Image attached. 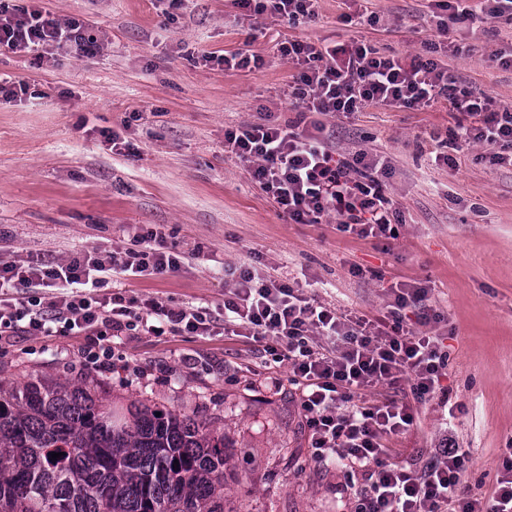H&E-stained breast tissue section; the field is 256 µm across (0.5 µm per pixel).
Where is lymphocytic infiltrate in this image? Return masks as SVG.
Instances as JSON below:
<instances>
[{
  "label": "lymphocytic infiltrate",
  "instance_id": "1",
  "mask_svg": "<svg viewBox=\"0 0 512 512\" xmlns=\"http://www.w3.org/2000/svg\"><path fill=\"white\" fill-rule=\"evenodd\" d=\"M247 19L269 14L295 21L315 17V0H235ZM0 49L14 53L73 49L97 54L95 35L76 20H62L36 5H0ZM282 58L297 70L291 97L294 119L269 118L224 131V150L292 224H321L361 239H393L403 221L388 192L389 165L365 150L341 152L330 145L326 120L368 105L428 107L444 101L455 122L454 141L485 150L490 164L512 166V108L487 94L457 88L441 60L418 54H383L362 41L281 43ZM184 256L161 240L137 247L92 250L57 262L0 260V340L31 336H90L85 358L107 368L114 338L190 333L249 336L289 370L312 456L342 473L340 495L351 512H512V448L490 494L467 482L471 458L444 428L422 463H388V441L415 420L414 403L433 402L455 414L460 405L443 385L449 354L439 334L423 332L440 322L427 307V287L392 283L384 311L345 313L306 289L242 265L228 269L224 317L207 309L136 300L122 289L98 295L108 278L176 272ZM55 289L52 299L41 291ZM392 399L366 401L377 387Z\"/></svg>",
  "mask_w": 512,
  "mask_h": 512
}]
</instances>
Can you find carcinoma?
Instances as JSON below:
<instances>
[{
    "label": "carcinoma",
    "mask_w": 512,
    "mask_h": 512,
    "mask_svg": "<svg viewBox=\"0 0 512 512\" xmlns=\"http://www.w3.org/2000/svg\"><path fill=\"white\" fill-rule=\"evenodd\" d=\"M224 464L202 416L68 379L0 384V512H224Z\"/></svg>",
    "instance_id": "cac0c4a2"
}]
</instances>
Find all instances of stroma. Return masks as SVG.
Returning a JSON list of instances; mask_svg holds the SVG:
<instances>
[{
  "label": "stroma",
  "mask_w": 512,
  "mask_h": 512,
  "mask_svg": "<svg viewBox=\"0 0 512 512\" xmlns=\"http://www.w3.org/2000/svg\"><path fill=\"white\" fill-rule=\"evenodd\" d=\"M73 18L103 47L81 57L0 53V79L27 93L0 99V257L66 260L92 249L133 246L149 232L187 254L179 272L116 277L128 295L224 315V267L248 264L298 282L318 300L357 313L384 310L392 282L430 288L448 337V383L466 407L454 419L472 463L474 492L490 493L512 443V167L481 161L462 146L456 167L437 162L454 122L440 103L371 105L328 119L340 150L380 153L392 168L389 195L405 219L397 239L362 240L335 224H292L224 151V130L260 118H293L287 91L297 71L287 40H355L385 54H421L448 39L449 74L512 106V69L492 56L512 49V20L488 16L484 0L440 34L436 0H317L315 20L289 24L239 18L235 0H40ZM373 14L375 25L352 23ZM263 58L226 69L208 54ZM130 141L116 150L104 132ZM361 267L363 276L349 272ZM81 336H18L0 348V379L31 373L96 384L119 404L140 401L206 415L223 431L228 461L224 512H347L332 464L311 459L299 395L288 369L244 336L122 337L113 369L85 368ZM283 380L281 390L268 387ZM393 437L391 463L435 447L444 426L435 403Z\"/></svg>",
  "instance_id": "35a3bbf8"
}]
</instances>
